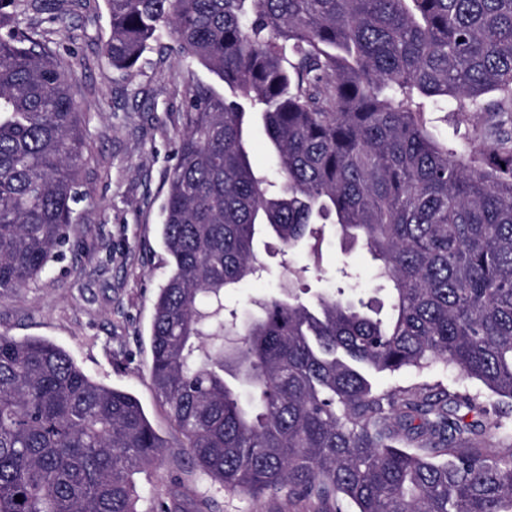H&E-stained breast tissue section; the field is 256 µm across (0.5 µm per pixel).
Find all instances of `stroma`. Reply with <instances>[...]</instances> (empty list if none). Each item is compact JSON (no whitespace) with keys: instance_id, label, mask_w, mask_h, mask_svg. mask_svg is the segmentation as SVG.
Masks as SVG:
<instances>
[{"instance_id":"stroma-1","label":"stroma","mask_w":512,"mask_h":512,"mask_svg":"<svg viewBox=\"0 0 512 512\" xmlns=\"http://www.w3.org/2000/svg\"><path fill=\"white\" fill-rule=\"evenodd\" d=\"M47 7L63 18L51 39L75 73L72 96L89 146L69 242L48 272L0 296V333L52 341L87 375L139 399L164 443L160 461L133 476L145 491L139 512H156L159 502L172 500L183 512H315L284 490L253 497L220 488L190 459L149 375L153 303L168 269L162 205L177 162L184 90L194 79L211 81V74L180 57L167 39L131 71L115 70L103 52L109 33L104 0H48ZM261 256L270 275L225 295L226 309H251L254 299L287 286L294 272L314 291L345 285L347 269L357 274L358 296L371 297L376 286L366 249H345L334 235L316 266L305 252L284 254L275 243ZM371 381L385 391L420 382L479 388L439 364L422 374L375 373Z\"/></svg>"}]
</instances>
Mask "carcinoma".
Returning <instances> with one entry per match:
<instances>
[{"label": "carcinoma", "mask_w": 512, "mask_h": 512, "mask_svg": "<svg viewBox=\"0 0 512 512\" xmlns=\"http://www.w3.org/2000/svg\"><path fill=\"white\" fill-rule=\"evenodd\" d=\"M129 71L165 35L192 82L162 207L169 273L151 382L230 492L356 512H512V424L481 393L373 372L441 362L512 408V0H105ZM44 0H0V293L69 242L86 130ZM476 116L443 141L428 111ZM259 117L280 192L249 158ZM377 262L379 300L290 283L224 316L267 233L319 259L324 225ZM162 443L139 400L60 346L0 334V512H137ZM21 499H15V496Z\"/></svg>", "instance_id": "obj_1"}]
</instances>
